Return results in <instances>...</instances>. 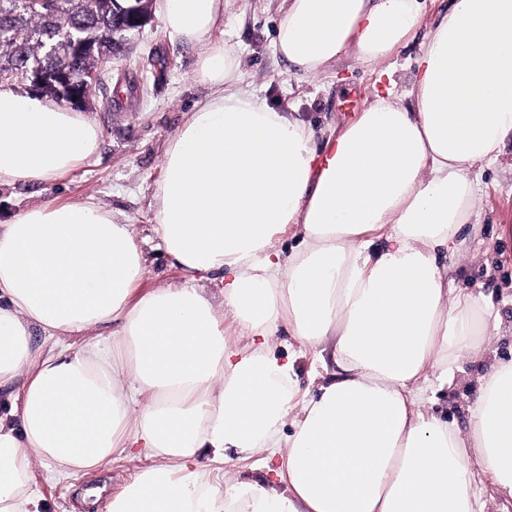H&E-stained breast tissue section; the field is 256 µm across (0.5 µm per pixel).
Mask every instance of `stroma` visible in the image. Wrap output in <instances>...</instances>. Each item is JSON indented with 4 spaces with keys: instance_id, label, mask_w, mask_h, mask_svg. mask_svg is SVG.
<instances>
[{
    "instance_id": "35a3bbf8",
    "label": "stroma",
    "mask_w": 512,
    "mask_h": 512,
    "mask_svg": "<svg viewBox=\"0 0 512 512\" xmlns=\"http://www.w3.org/2000/svg\"><path fill=\"white\" fill-rule=\"evenodd\" d=\"M164 0H153L150 22L129 35L124 55L103 68L104 80L93 92L84 116L100 130L98 152L64 176L46 182L0 187V224L42 202L60 203L94 199L120 223L133 225L147 272L137 290L145 293L184 281V270L164 250L154 230V191L163 176V155L193 104L208 87L195 77L203 48L174 38L162 22ZM451 0H425L419 27L406 45L389 60L365 63L349 54L314 76L288 73L276 55L272 36L281 0H230L224 14V41L240 59L243 89L265 98L269 105L298 113L317 131L346 124L364 109L374 92L394 87L400 103L410 107L414 60L425 35ZM484 190L476 205L482 215L478 236L482 241L474 257L448 269V277L462 288L489 296L502 319L501 355L512 354V244L497 241V225L512 224V143L487 168ZM279 351L291 360L301 389L312 386L313 371L323 377L336 372L331 351L322 362L301 353L298 343L280 336ZM463 379L437 392V409L467 425V397L478 364L465 363ZM148 459L121 456L109 469L90 480H39L41 512H84L79 494L86 482L106 486L107 497L117 496Z\"/></svg>"
}]
</instances>
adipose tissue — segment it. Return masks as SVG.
Instances as JSON below:
<instances>
[{"instance_id": "adipose-tissue-1", "label": "adipose tissue", "mask_w": 512, "mask_h": 512, "mask_svg": "<svg viewBox=\"0 0 512 512\" xmlns=\"http://www.w3.org/2000/svg\"><path fill=\"white\" fill-rule=\"evenodd\" d=\"M284 2L273 48L305 75L351 51L391 56L424 11ZM224 10H162L172 37L202 45L196 77L211 88L155 190L184 284L134 295L146 261L133 227L91 200L0 224V386L22 383L0 413V512H39L35 462L71 477L132 452L154 465L107 512H488L479 487L512 498V357L492 303L449 287L445 261L476 239L484 171L512 135V0H453L416 60L414 107L375 95L320 145L240 89ZM98 146L80 113L0 84V185L56 179ZM213 272L219 306L197 283ZM35 327L72 342L35 349ZM283 331L316 358L332 345L339 375L301 394L271 344ZM466 361L484 369L463 429L434 395ZM229 450L278 457L277 480L224 475Z\"/></svg>"}]
</instances>
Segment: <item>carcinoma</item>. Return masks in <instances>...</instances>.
<instances>
[{
    "label": "carcinoma",
    "instance_id": "1",
    "mask_svg": "<svg viewBox=\"0 0 512 512\" xmlns=\"http://www.w3.org/2000/svg\"><path fill=\"white\" fill-rule=\"evenodd\" d=\"M28 7L17 0H0V59L16 69L41 60L49 70L62 66L74 71L95 66L93 57L57 55L46 52L43 43L69 45L80 34L95 33L105 37L119 28L121 20L112 14L108 0H27ZM17 29L31 34L26 41L14 37Z\"/></svg>",
    "mask_w": 512,
    "mask_h": 512
}]
</instances>
